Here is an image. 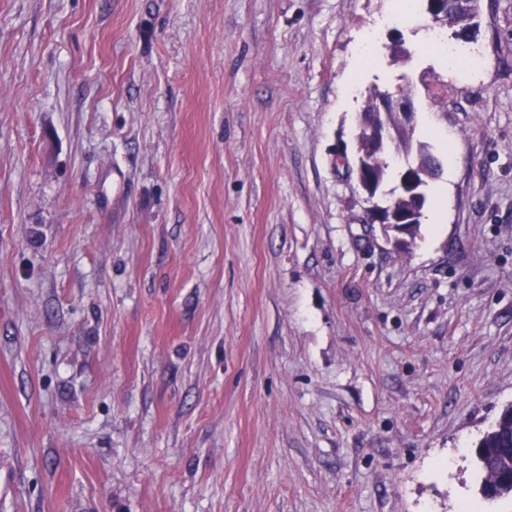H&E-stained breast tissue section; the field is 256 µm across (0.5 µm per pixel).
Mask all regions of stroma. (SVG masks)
<instances>
[{"label":"stroma","instance_id":"35a3bbf8","mask_svg":"<svg viewBox=\"0 0 512 512\" xmlns=\"http://www.w3.org/2000/svg\"><path fill=\"white\" fill-rule=\"evenodd\" d=\"M429 25L0 0V512H512V0L453 70ZM374 86L449 163L412 236L336 163ZM475 456L482 480L480 494L486 500L512 497V483L503 484L499 476L512 469V406L501 413L496 424L488 430L475 447ZM494 487V494L486 495V485Z\"/></svg>","mask_w":512,"mask_h":512}]
</instances>
